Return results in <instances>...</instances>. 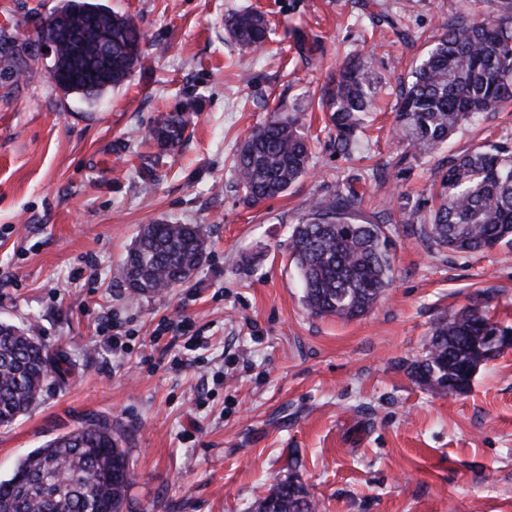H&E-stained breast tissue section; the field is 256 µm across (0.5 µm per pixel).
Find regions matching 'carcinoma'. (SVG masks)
Returning a JSON list of instances; mask_svg holds the SVG:
<instances>
[{
    "label": "carcinoma",
    "mask_w": 512,
    "mask_h": 512,
    "mask_svg": "<svg viewBox=\"0 0 512 512\" xmlns=\"http://www.w3.org/2000/svg\"><path fill=\"white\" fill-rule=\"evenodd\" d=\"M54 15L69 21L84 43L86 66L56 83L63 93L90 102L121 84L140 62L142 36L134 23L93 0H63ZM237 43L260 49L270 28L257 11L225 19ZM379 77L358 55L331 77L321 107L331 112L336 148L351 149L362 115L370 111ZM512 101V0L496 19L456 18L441 25L434 44L411 73L398 101V129L407 146L427 152L464 122L499 112ZM192 103L168 113L150 131L161 149L179 146L191 126ZM310 143L298 120L273 112L242 142L234 157L238 186L252 204L280 196L308 169ZM440 202L429 223L411 231L455 254H481L512 244V150L477 147L448 157L440 175ZM362 197L350 185L310 200L289 239V256L304 285V303L315 316L354 320L371 312L393 282L391 244L384 226L361 223ZM207 227L157 220L145 225L128 251L120 281L150 295L191 281L207 259ZM494 326L482 331V325ZM512 333L478 302L433 326L424 355L410 376L446 394L470 392L471 373L502 351L487 337ZM74 373L33 328L0 321V427H9L40 399L48 378ZM128 436L112 422L89 416L80 427L28 453L10 478L0 480V512H123L132 473ZM251 512H316L300 480L288 478L256 499Z\"/></svg>",
    "instance_id": "cac0c4a2"
}]
</instances>
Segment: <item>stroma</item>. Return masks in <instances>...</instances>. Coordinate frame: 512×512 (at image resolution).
I'll return each instance as SVG.
<instances>
[{
	"label": "stroma",
	"mask_w": 512,
	"mask_h": 512,
	"mask_svg": "<svg viewBox=\"0 0 512 512\" xmlns=\"http://www.w3.org/2000/svg\"><path fill=\"white\" fill-rule=\"evenodd\" d=\"M100 2L144 36L140 64L101 99L64 95L48 56L23 76L0 72V321L36 325L75 367L0 428V480L98 414L129 436L130 512H250L292 475L316 512H512V349L462 396L408 371L434 323L478 295L512 327V247L456 255L406 232L436 207L450 154L512 148V111L476 116L417 157L396 133L400 89L439 25L499 18L500 0ZM60 4L0 0V33L35 38ZM402 7L404 33L374 25ZM244 9L270 23L263 49L227 33L226 18ZM356 54L381 82L343 154L318 100ZM190 101L189 139L167 151L146 142ZM273 110L298 118L310 167L282 196L250 205L233 155ZM349 181L361 219H386L394 282L346 322L307 311L288 242L307 201ZM163 218L208 225V257L188 284L132 294L118 270L141 225ZM181 314L208 346L181 367L142 364L161 319ZM104 324L131 332L127 353H113Z\"/></svg>",
	"instance_id": "obj_1"
}]
</instances>
